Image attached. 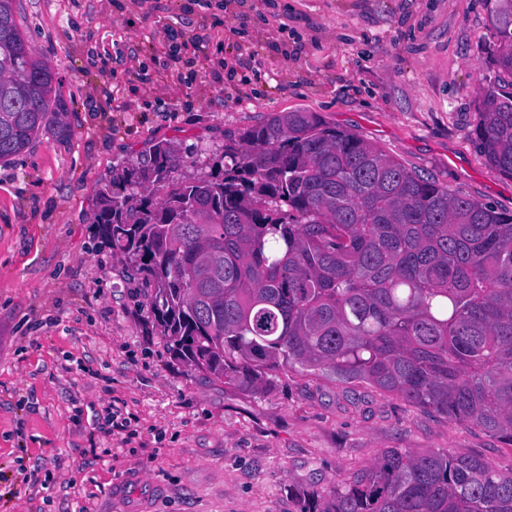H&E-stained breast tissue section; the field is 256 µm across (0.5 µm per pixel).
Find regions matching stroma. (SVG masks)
<instances>
[{
    "mask_svg": "<svg viewBox=\"0 0 512 512\" xmlns=\"http://www.w3.org/2000/svg\"><path fill=\"white\" fill-rule=\"evenodd\" d=\"M72 136L0 162V512H299L389 448L512 470V445L366 383L238 390L174 360L99 191L172 143L185 178L273 112L321 113L512 211L473 138L487 0H21Z\"/></svg>",
    "mask_w": 512,
    "mask_h": 512,
    "instance_id": "obj_1",
    "label": "stroma"
}]
</instances>
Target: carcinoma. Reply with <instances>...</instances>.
Instances as JSON below:
<instances>
[{"label": "carcinoma", "mask_w": 512, "mask_h": 512, "mask_svg": "<svg viewBox=\"0 0 512 512\" xmlns=\"http://www.w3.org/2000/svg\"><path fill=\"white\" fill-rule=\"evenodd\" d=\"M494 41L474 141L512 178V0H487ZM0 0V161L72 135L54 72ZM180 179L177 149L101 190L102 242L152 287L177 359L255 391L299 367L372 385L512 442V211L409 171L317 112H275ZM299 512H512V471L391 448Z\"/></svg>", "instance_id": "1"}]
</instances>
